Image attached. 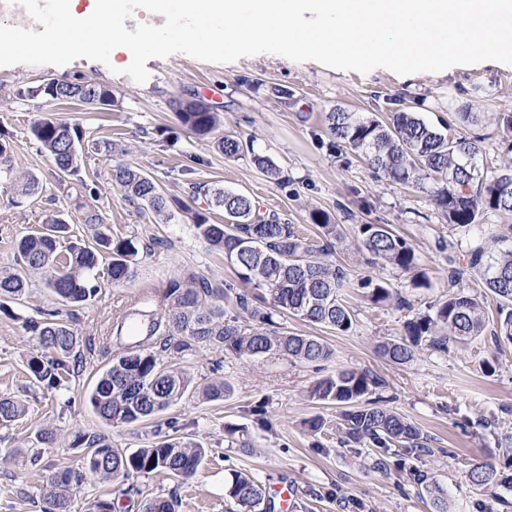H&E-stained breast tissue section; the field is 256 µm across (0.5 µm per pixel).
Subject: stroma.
Here are the masks:
<instances>
[{"instance_id":"35a3bbf8","label":"stroma","mask_w":512,"mask_h":512,"mask_svg":"<svg viewBox=\"0 0 512 512\" xmlns=\"http://www.w3.org/2000/svg\"><path fill=\"white\" fill-rule=\"evenodd\" d=\"M146 67L149 78L141 84L84 58L63 66L0 67V132L10 138L17 174L33 175L43 187L41 194L25 196L16 184L0 182V267H15L16 240L52 216L82 232L89 207L113 236H135L148 247L126 284L105 286L90 304L60 306L35 276L24 301L0 313V397L26 404L23 418L0 427V512H42L47 478L61 467H81L83 449L74 440L89 434L129 452L151 446L160 436L189 437L204 446L206 456L196 477L180 485L161 472L118 481L86 477L71 497L70 512H89L101 498L111 499L116 512H141L146 499L172 492L180 512H229L224 485L235 470L252 474L266 491L285 481L298 485L290 512H435L430 498L419 496L395 465L379 468L370 450L340 447L330 428L315 436L306 432L309 418L335 420V405L312 399L310 389L340 368L381 379L388 407L421 429L431 453L417 465L446 490L448 512H512V491L479 488L467 478L473 464L500 467L512 457V344L496 345L483 335L445 353L423 346L404 365L378 351L381 343L402 337L414 314L446 299L448 265L440 251L445 242L454 246L465 286L483 297L487 314H494L496 302L485 296L468 259L475 246L495 253L499 245L484 233L449 226L425 190L392 184L351 151L332 153L323 120L338 106L382 120L408 107L432 124L449 122L452 136L477 141L485 166L496 170L512 163V132L497 120L499 113L512 111V66L454 68L406 79L391 71L361 74L276 54L219 64L177 53L150 59ZM47 77L94 81L115 96L114 104L101 108L70 101L54 107L55 117L83 130L80 183L59 180L30 133L39 99L16 95L18 88L38 86ZM188 91L220 112L224 133L253 139L255 151L269 157L283 179L261 174L250 156L224 158L183 126L170 102ZM464 106L478 113V121H454ZM107 142L113 149L109 159L102 149ZM111 159L142 169L174 196L188 197L193 183L244 193L260 214L288 219L314 251L330 248V261L345 267L354 281L345 291L352 329L337 332L289 314L278 322L281 330L322 338L335 350V360L320 366L279 358L250 362L201 350L181 363L192 380L181 400L139 425L102 422L88 395L117 352L102 342L113 322L135 303L157 299L174 277L193 273L237 282L223 258L196 237L192 224L179 218L158 223L132 207L112 185ZM315 210L341 225L344 238L335 247H328L312 223ZM358 224L393 225L419 256L427 287H412L409 276L372 263L359 248ZM364 276L392 283L409 308L372 302L355 284ZM55 308L71 317L83 347L78 373L63 386L46 389L26 372L35 343L24 325ZM217 381L228 383L230 392L217 401L204 398L203 388ZM258 404L266 412L261 422L252 413ZM44 428L53 431L52 443L38 442L36 434Z\"/></svg>"}]
</instances>
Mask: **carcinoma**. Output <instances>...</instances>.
Masks as SVG:
<instances>
[{"instance_id":"cac0c4a2","label":"carcinoma","mask_w":512,"mask_h":512,"mask_svg":"<svg viewBox=\"0 0 512 512\" xmlns=\"http://www.w3.org/2000/svg\"><path fill=\"white\" fill-rule=\"evenodd\" d=\"M93 95L96 104L110 106L111 90L89 82H60L57 89L40 84L17 91L19 98H41L45 103L82 99ZM196 94L172 100L181 123L201 139L213 143L227 158L251 155L252 163L269 178L281 170L268 157L254 152L251 144L219 132L220 113L192 101ZM325 122L333 152L348 149L390 182L404 188L423 189L433 197L448 224L476 228L487 210L512 213V166L493 175L480 165V147L474 140L450 138L426 123L418 113L400 110L379 120L340 107L326 113ZM31 134L47 153L61 177L86 185L79 159L80 128L42 114L31 126ZM11 145L0 132V178L15 177L10 160ZM112 182L137 210L171 220L185 214L197 237L223 255L244 288H227L199 275L188 280L174 277L162 292L155 310L135 308L125 320L112 326L109 340L125 346L102 372L88 401L107 424L132 425L152 418L182 399L191 378L179 361L201 348L219 349L244 358L278 357L318 365L334 358L335 352L318 336L290 334L274 328L273 312H287L307 322L341 332L353 326V317L343 298L351 279L348 272L317 255L292 225L280 218L259 215L252 199L222 187L191 184L189 200L170 196L137 167L112 166ZM208 208L190 202L199 196ZM224 212V223L211 222L210 210ZM324 234L340 239L337 225L327 214L311 213ZM84 224L92 242L71 240L65 221L54 218L42 230L21 236L16 243L18 268L0 270V312L10 313L29 288V274H39L44 287L61 301L82 306L102 290L101 278L113 286L128 280L144 255L135 236L115 238L110 227L90 210ZM360 246L373 260L411 275L416 288L427 285L419 258L408 242L389 224H361ZM507 244L494 256L478 246L471 250L470 268L478 271L485 288L497 302V326L490 332L495 344L512 342V226L498 237ZM109 257L106 272L100 262ZM463 272L454 271L448 284V299L405 324V336L384 342L381 354L389 361H411L418 347L427 344L439 351L448 344L465 345L486 329L480 299L462 285ZM357 286L369 290L372 301L385 303L394 296L384 281L362 278ZM232 297L235 313L228 315L224 298ZM36 352L26 361L34 382L55 389L75 373L79 336L71 323L54 311L25 323ZM380 384L365 372L340 369L310 389L312 397L336 405V431L344 448H371L378 458H392L417 485L418 493L433 498L437 512H446L447 502L436 481L406 460L429 451L420 428L399 413L381 405ZM26 413L23 400L0 398V426L8 427ZM85 452L82 469L64 467L52 474L43 493L44 512H69L70 498L83 477L125 478L162 471L176 480H188L198 471L205 448L192 439L162 438L148 448L126 452L95 435L81 436ZM469 480L479 487L499 486L512 491V475L492 464L473 466ZM236 512H270L260 484L249 473L236 471L225 489ZM177 496L145 501L142 512H178Z\"/></svg>"}]
</instances>
